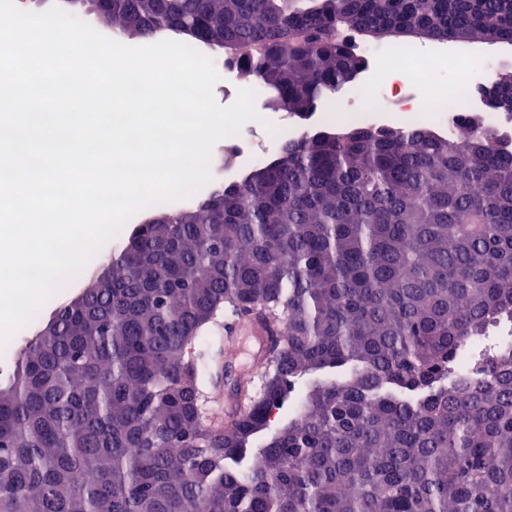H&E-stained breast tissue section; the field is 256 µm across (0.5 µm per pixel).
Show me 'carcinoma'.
I'll return each instance as SVG.
<instances>
[{
    "instance_id": "carcinoma-1",
    "label": "carcinoma",
    "mask_w": 512,
    "mask_h": 512,
    "mask_svg": "<svg viewBox=\"0 0 512 512\" xmlns=\"http://www.w3.org/2000/svg\"><path fill=\"white\" fill-rule=\"evenodd\" d=\"M221 48L303 117L340 38L512 44V0H112ZM512 73L491 81L493 112ZM140 224L0 384V512H512V151L472 118L302 129L193 210ZM279 328L229 426L225 315ZM286 419L271 428L272 417Z\"/></svg>"
}]
</instances>
